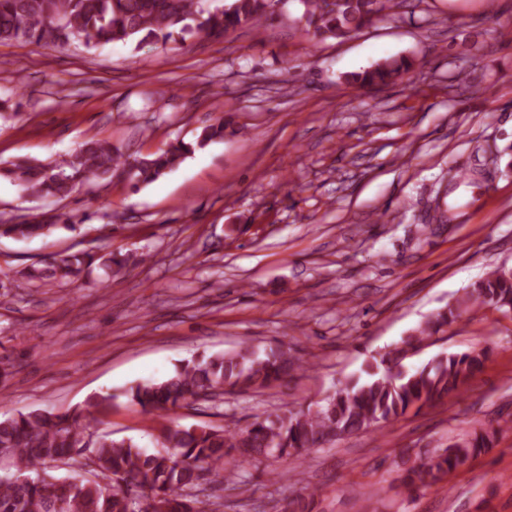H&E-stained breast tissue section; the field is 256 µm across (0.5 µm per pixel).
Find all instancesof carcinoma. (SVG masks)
Segmentation results:
<instances>
[{"mask_svg":"<svg viewBox=\"0 0 512 512\" xmlns=\"http://www.w3.org/2000/svg\"><path fill=\"white\" fill-rule=\"evenodd\" d=\"M298 20L322 39L357 33L395 13L399 0H300ZM274 15L270 0H232L210 9L204 0H0V43L36 42L64 47L81 41L87 47L114 42L137 47L174 34L222 36L250 24L261 27ZM399 57L351 75L355 83L373 86L411 70ZM224 137V118L206 126L196 144L171 142L153 154L125 155L106 141L89 140L55 163L19 160L0 166L3 176L29 196L62 201L79 185L127 177L134 186L156 181L176 168L195 148ZM79 220L65 212H44L29 220L0 224V237L27 240L64 228L74 231ZM131 256L110 255L103 262L112 278L128 266ZM94 256L84 249L51 253L18 271L17 287L66 285L81 278ZM484 306L512 311V278L494 269L473 284L456 303L437 313L394 348L373 358L363 374L307 408H285L244 428L210 425H167L156 435L157 450L148 452L131 439L94 434L85 423L90 409L112 405L110 394L96 395L84 406L63 413L32 409L0 420V512H141L142 498L154 512H218L199 498L206 480L232 489L239 481L230 460L239 452L253 459L293 460L312 448L370 428L381 429L406 412L459 393L481 372L488 349H472L438 357L415 370L403 368L409 352L454 323L460 313ZM305 366L281 348L259 352L242 345L233 352L203 354L175 367L159 382L130 387L129 402L148 414L214 400L226 390H263ZM496 433L473 432L423 462L410 466L400 480L402 491L428 488L469 458L493 447ZM63 464L71 475L47 486L19 479Z\"/></svg>","mask_w":512,"mask_h":512,"instance_id":"carcinoma-1","label":"carcinoma"}]
</instances>
